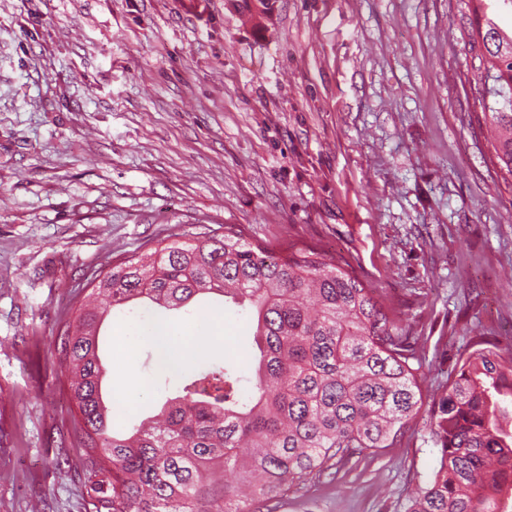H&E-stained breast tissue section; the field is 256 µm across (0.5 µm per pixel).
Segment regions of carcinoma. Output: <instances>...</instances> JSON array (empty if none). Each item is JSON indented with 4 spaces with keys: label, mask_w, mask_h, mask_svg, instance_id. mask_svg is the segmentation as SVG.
Listing matches in <instances>:
<instances>
[{
    "label": "carcinoma",
    "mask_w": 512,
    "mask_h": 512,
    "mask_svg": "<svg viewBox=\"0 0 512 512\" xmlns=\"http://www.w3.org/2000/svg\"><path fill=\"white\" fill-rule=\"evenodd\" d=\"M468 30L470 90L483 102L494 156L512 177V33L485 0ZM112 306L147 299L179 310L224 296L257 318L259 358L251 393L218 365H190L161 419L119 435L102 404L97 325L103 312L78 301L62 320L56 353L79 410L77 445L95 512H253L367 450L392 447L419 414V338L404 313L318 249L276 253L243 231L174 241L88 278ZM475 349L434 402L439 465L406 512H507L512 492V348L476 335Z\"/></svg>",
    "instance_id": "carcinoma-1"
}]
</instances>
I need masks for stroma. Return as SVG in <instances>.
Segmentation results:
<instances>
[{"instance_id": "1", "label": "stroma", "mask_w": 512, "mask_h": 512, "mask_svg": "<svg viewBox=\"0 0 512 512\" xmlns=\"http://www.w3.org/2000/svg\"><path fill=\"white\" fill-rule=\"evenodd\" d=\"M469 23L467 0H277L262 29L232 0H0V512H94L54 350L90 274L228 225L349 264L424 339L404 436L277 512H404L475 331L512 345V183L466 81ZM161 317L143 300L103 325L114 430L177 394L155 344L114 342ZM171 318L251 389L249 312L211 295ZM130 383L135 407L115 412Z\"/></svg>"}]
</instances>
